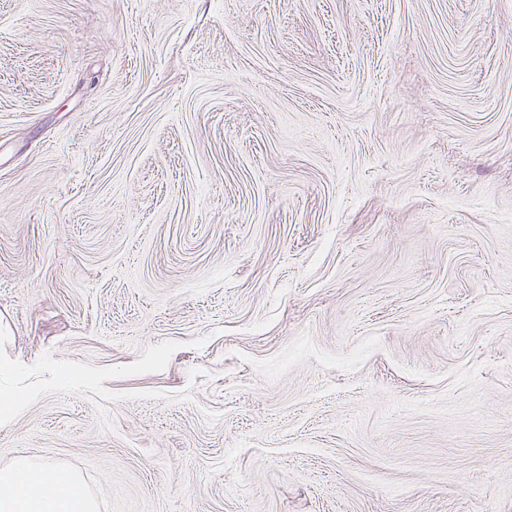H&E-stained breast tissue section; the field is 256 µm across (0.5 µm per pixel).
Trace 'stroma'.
Here are the masks:
<instances>
[{"instance_id": "35a3bbf8", "label": "stroma", "mask_w": 512, "mask_h": 512, "mask_svg": "<svg viewBox=\"0 0 512 512\" xmlns=\"http://www.w3.org/2000/svg\"><path fill=\"white\" fill-rule=\"evenodd\" d=\"M1 325L98 512H512V0H0Z\"/></svg>"}]
</instances>
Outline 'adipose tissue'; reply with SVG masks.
I'll use <instances>...</instances> for the list:
<instances>
[{"instance_id":"ef3b65f1","label":"adipose tissue","mask_w":512,"mask_h":512,"mask_svg":"<svg viewBox=\"0 0 512 512\" xmlns=\"http://www.w3.org/2000/svg\"><path fill=\"white\" fill-rule=\"evenodd\" d=\"M0 512H96L78 478L52 465L0 471Z\"/></svg>"}]
</instances>
